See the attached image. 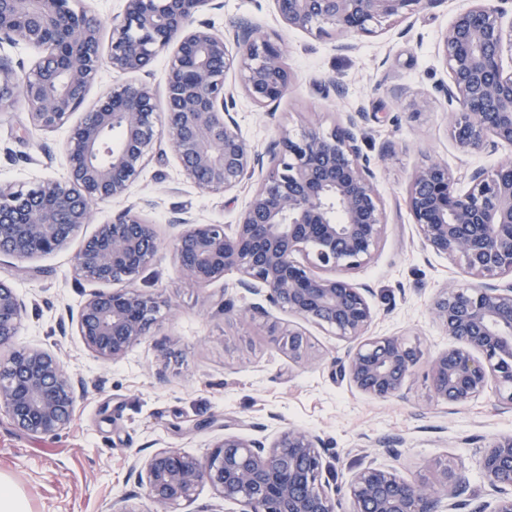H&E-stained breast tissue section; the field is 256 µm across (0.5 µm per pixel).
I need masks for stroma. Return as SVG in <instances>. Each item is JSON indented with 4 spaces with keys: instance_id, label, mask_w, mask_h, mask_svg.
Returning a JSON list of instances; mask_svg holds the SVG:
<instances>
[{
    "instance_id": "obj_1",
    "label": "stroma",
    "mask_w": 512,
    "mask_h": 512,
    "mask_svg": "<svg viewBox=\"0 0 512 512\" xmlns=\"http://www.w3.org/2000/svg\"><path fill=\"white\" fill-rule=\"evenodd\" d=\"M201 14V21L224 31L235 19H250L262 31L277 34L288 48L294 74L292 92L274 111L256 107L240 91V76L229 71L235 88L236 119L243 136L265 152L285 132L304 126L328 128L346 113L363 109L361 137L369 154L385 152L376 168L385 201L387 226L372 260L351 271L353 281L369 288L375 319L372 336H399L432 356L451 344L431 315L441 290L464 284L457 264L425 248L406 205L411 173L433 159L449 168L495 169L512 161V148L465 154L449 134L448 106L437 86L448 75L437 43L467 0H444L406 22L358 39L357 49L337 53L334 37H318L285 26L273 0H222ZM344 92L336 94L333 81ZM429 105L413 114V99ZM68 128L41 132L31 128L24 110L0 112V184L32 187L41 180H64L69 166L62 145ZM258 183L246 178L228 193L205 194L187 180L172 156L152 158L132 185L124 203L97 206L61 250L27 262L0 255V276L15 286L27 305L18 336L0 347V359L13 350L37 347L57 354L78 380L80 398L73 420L56 436L18 431L0 408V475L21 488L28 512H107L118 496H138L129 470L134 452L178 448L201 456L224 436L223 426L241 421L251 438H272L296 426L325 440L331 475L348 476L361 457L402 475H430L433 463L466 471L472 491L484 489L478 461L492 438L512 436V410L495 406L484 394L463 406L432 399L426 364H419L404 397L370 398L331 374L332 358L345 344L328 331L306 325L309 359L299 365L280 353L276 332L291 323L287 311L239 288L237 273L211 285L184 287L172 244L178 219L196 224L236 223ZM136 206L154 224L160 250L140 275L139 287L164 302L150 334L114 362L95 357L84 345L70 316L91 290L76 278L73 257L98 224L111 220L122 204ZM257 307L253 317L225 316ZM380 439H396L389 456L374 449Z\"/></svg>"
}]
</instances>
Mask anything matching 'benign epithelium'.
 Returning a JSON list of instances; mask_svg holds the SVG:
<instances>
[{
	"label": "benign epithelium",
	"mask_w": 512,
	"mask_h": 512,
	"mask_svg": "<svg viewBox=\"0 0 512 512\" xmlns=\"http://www.w3.org/2000/svg\"><path fill=\"white\" fill-rule=\"evenodd\" d=\"M109 23L73 0H0V45H24L32 63L19 71L0 54V112L23 108L30 125L53 132L73 114L79 122L64 142L69 177L29 189L0 185V253L26 261L56 252L91 222L93 206L127 195L165 144L184 175L206 193H226L262 165L233 117L236 69L246 96L270 110L293 88L286 48L247 18L232 25L238 46L208 25H194L214 0H122ZM443 0H274L281 22L316 36H336V50L376 34ZM109 28L103 42V28ZM512 0H468L442 35L437 52L448 72L441 92L451 135L465 154L512 147ZM168 56L164 108L146 82L132 80L93 103L88 95L102 61L124 74L146 71ZM358 110L330 129L306 126L268 148L271 165L235 224L181 222L173 255L183 284L204 288L230 271L238 286L262 294L297 319L346 344L336 375L375 399L404 394L423 352L397 336H368L374 318L365 289L348 273L370 262L387 225L373 159L359 136ZM120 128L112 147L108 136ZM467 181L461 190V181ZM406 203L425 246L483 279L451 287L433 300L435 321L452 341L429 366L434 399L466 404L492 390L512 408V162L461 175L444 161L416 169ZM154 225L128 206L100 224L75 254L74 270L96 285L80 305L76 326L102 360H118L148 335L161 301L136 286L158 251ZM114 288L109 289L107 285ZM26 304L0 278V346L17 336ZM277 349L295 363L309 354L298 327L275 334ZM75 382L58 355L21 348L0 360V405L31 436H53L70 424ZM324 446L313 432L289 427L272 440L248 439L224 428L202 456L157 448L133 456L140 497L151 512H173L207 484L242 512H512V437L491 441L480 470L487 495L469 491L466 473L448 465L436 479L405 477L372 462L344 482L323 479Z\"/></svg>",
	"instance_id": "1"
}]
</instances>
